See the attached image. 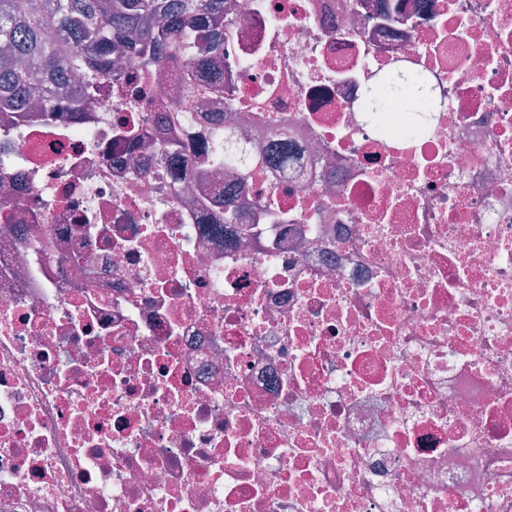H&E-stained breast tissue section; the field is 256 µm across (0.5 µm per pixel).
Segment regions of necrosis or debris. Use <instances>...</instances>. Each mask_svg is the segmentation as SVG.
Segmentation results:
<instances>
[{
	"label": "necrosis or debris",
	"mask_w": 512,
	"mask_h": 512,
	"mask_svg": "<svg viewBox=\"0 0 512 512\" xmlns=\"http://www.w3.org/2000/svg\"><path fill=\"white\" fill-rule=\"evenodd\" d=\"M224 26L232 88L186 112L132 55L153 94L0 123V512H512V0ZM400 62L438 102L413 139L361 109Z\"/></svg>",
	"instance_id": "obj_1"
}]
</instances>
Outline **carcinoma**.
I'll use <instances>...</instances> for the list:
<instances>
[{"mask_svg":"<svg viewBox=\"0 0 512 512\" xmlns=\"http://www.w3.org/2000/svg\"><path fill=\"white\" fill-rule=\"evenodd\" d=\"M224 0H0V116L76 112L112 72V56L127 53L157 63L168 49L189 67L188 92L224 86L213 60L224 45ZM59 42L74 44L57 56ZM431 90L424 72L395 67L368 90L363 111H411V99Z\"/></svg>","mask_w":512,"mask_h":512,"instance_id":"obj_1","label":"carcinoma"}]
</instances>
